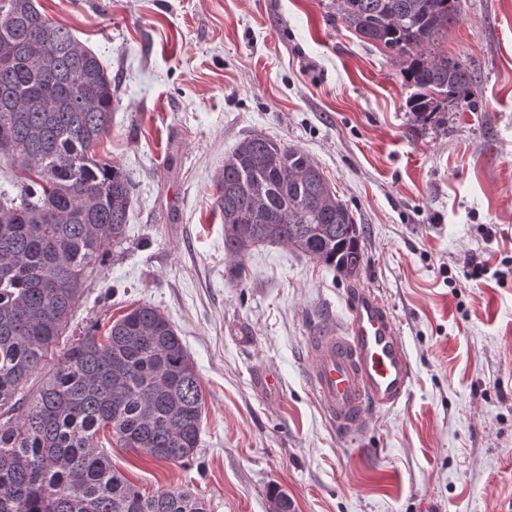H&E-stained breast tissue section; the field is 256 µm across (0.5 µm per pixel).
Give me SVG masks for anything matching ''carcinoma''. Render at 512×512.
I'll use <instances>...</instances> for the list:
<instances>
[{
    "label": "carcinoma",
    "mask_w": 512,
    "mask_h": 512,
    "mask_svg": "<svg viewBox=\"0 0 512 512\" xmlns=\"http://www.w3.org/2000/svg\"><path fill=\"white\" fill-rule=\"evenodd\" d=\"M461 0H336L342 22L400 59L421 127L473 99L474 69L438 50ZM112 77L38 0H0V512H206L191 493L145 495L98 434L165 462L196 454L204 398L172 324L138 305L90 328L28 399L22 388L66 329L87 283L126 235L134 182L92 154L112 131ZM213 205L237 276L258 246L290 247L348 275L362 231L301 149L253 134L224 158Z\"/></svg>",
    "instance_id": "cac0c4a2"
}]
</instances>
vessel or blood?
Wrapping results in <instances>:
<instances>
[{"mask_svg":"<svg viewBox=\"0 0 512 512\" xmlns=\"http://www.w3.org/2000/svg\"><path fill=\"white\" fill-rule=\"evenodd\" d=\"M307 379L329 425L343 437L408 393L412 367L383 302L360 292L344 320L317 324L307 340Z\"/></svg>","mask_w":512,"mask_h":512,"instance_id":"1","label":"vessel or blood"}]
</instances>
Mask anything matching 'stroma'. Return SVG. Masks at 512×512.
<instances>
[{
  "instance_id": "1",
  "label": "stroma",
  "mask_w": 512,
  "mask_h": 512,
  "mask_svg": "<svg viewBox=\"0 0 512 512\" xmlns=\"http://www.w3.org/2000/svg\"><path fill=\"white\" fill-rule=\"evenodd\" d=\"M107 64L112 133L97 157L135 184L125 240L26 385L73 336L157 308L204 395L193 460L112 446L143 493L188 490L207 512H512V0H461L439 44L477 75V108L412 128L398 61L348 28L336 0H38ZM306 152L363 228L347 277L259 246L235 277L213 179L246 136ZM472 254L482 279L448 270ZM388 307L413 381L361 434L325 421L306 340L357 289ZM263 370L279 387L254 386Z\"/></svg>"
}]
</instances>
